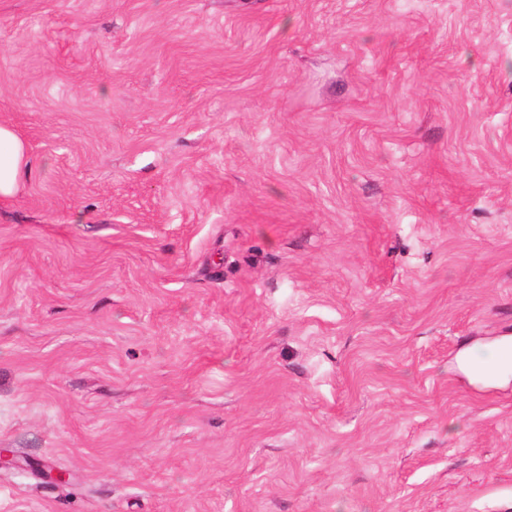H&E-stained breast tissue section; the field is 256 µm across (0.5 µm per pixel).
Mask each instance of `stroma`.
<instances>
[{
	"label": "stroma",
	"instance_id": "35a3bbf8",
	"mask_svg": "<svg viewBox=\"0 0 512 512\" xmlns=\"http://www.w3.org/2000/svg\"><path fill=\"white\" fill-rule=\"evenodd\" d=\"M0 122V512H512V0H0ZM30 173L26 143L12 126L0 122V203L15 198Z\"/></svg>",
	"mask_w": 512,
	"mask_h": 512
}]
</instances>
